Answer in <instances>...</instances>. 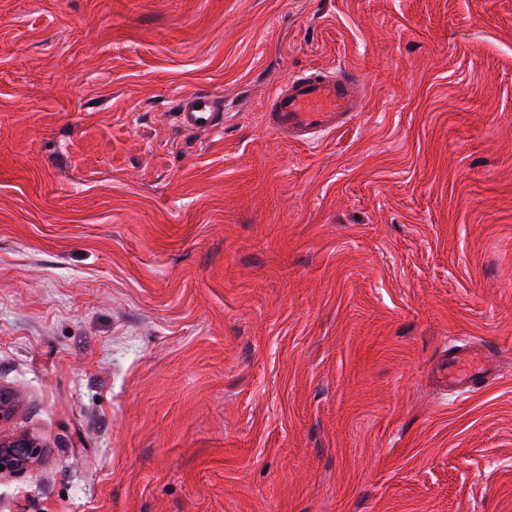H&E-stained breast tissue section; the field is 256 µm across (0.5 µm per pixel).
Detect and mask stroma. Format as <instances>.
Returning <instances> with one entry per match:
<instances>
[{
	"label": "stroma",
	"mask_w": 512,
	"mask_h": 512,
	"mask_svg": "<svg viewBox=\"0 0 512 512\" xmlns=\"http://www.w3.org/2000/svg\"><path fill=\"white\" fill-rule=\"evenodd\" d=\"M0 392V512H512V0H0ZM364 94V86L351 69L296 74L273 92L266 124L285 141L313 144L344 127L358 111ZM176 119L185 130L222 132L224 129V112L217 97L206 91H192L181 96ZM495 360L496 349L490 343L481 347H471L467 344L450 347L448 370L444 376L448 389L466 393L488 385L493 375ZM14 413L12 399L0 392V479L29 469L37 455L39 443L29 434H4L1 425Z\"/></svg>",
	"instance_id": "1"
}]
</instances>
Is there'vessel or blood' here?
Instances as JSON below:
<instances>
[{"instance_id":"b4317fda","label":"vessel or blood","mask_w":512,"mask_h":512,"mask_svg":"<svg viewBox=\"0 0 512 512\" xmlns=\"http://www.w3.org/2000/svg\"><path fill=\"white\" fill-rule=\"evenodd\" d=\"M364 94V86L347 68L296 74L273 92L266 124L283 140L309 145L344 127L358 111ZM176 119L187 130L224 129V114L218 100L206 91L181 96ZM495 360L496 349L490 343L450 347L445 372L449 390L466 393L489 384Z\"/></svg>"}]
</instances>
